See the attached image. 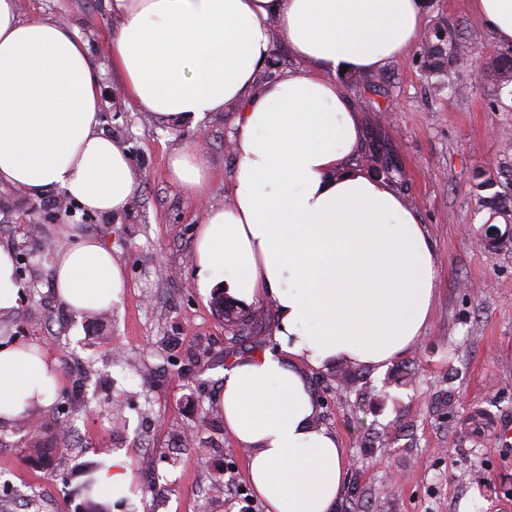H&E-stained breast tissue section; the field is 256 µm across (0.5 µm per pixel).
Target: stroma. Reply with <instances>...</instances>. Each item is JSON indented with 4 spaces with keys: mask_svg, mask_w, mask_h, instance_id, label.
<instances>
[{
    "mask_svg": "<svg viewBox=\"0 0 512 512\" xmlns=\"http://www.w3.org/2000/svg\"><path fill=\"white\" fill-rule=\"evenodd\" d=\"M426 20L464 29L471 54L458 74L465 93H434L417 55L384 66L387 112H361L364 128L381 125L398 149L409 205L424 224L438 261L432 313L422 337L383 371L339 361L307 373L318 423L340 440L347 459L338 512H492L512 506V226L491 249L479 231L474 176L512 161V112L491 109L493 88L477 74L499 45L468 0H429ZM25 17L73 26L101 72V129L121 139L140 176L134 207L120 219L84 209L59 222L41 218L56 197L34 199L0 188V244L27 254L22 300L0 327L55 357L60 391L34 416L54 447L68 418L72 460L49 473L24 458L25 432L0 424V512H95L76 488L98 449L129 461L134 497L110 512H265L255 493L213 494L232 474L248 485L247 449L224 427L217 403L225 368L251 352L253 340L279 344L270 300L237 305L242 325L225 321L223 287L199 288L194 242L211 207L227 204L233 157L231 113L198 122H161L120 99L106 39L119 21L104 0H19ZM201 149L210 163L203 194L174 181V150ZM39 223L31 233V223ZM93 236L112 251L125 288L99 315L63 305L52 284L57 258ZM345 387H337V374Z\"/></svg>",
    "mask_w": 512,
    "mask_h": 512,
    "instance_id": "obj_1",
    "label": "stroma"
}]
</instances>
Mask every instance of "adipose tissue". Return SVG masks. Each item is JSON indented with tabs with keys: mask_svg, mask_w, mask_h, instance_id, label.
<instances>
[{
	"mask_svg": "<svg viewBox=\"0 0 512 512\" xmlns=\"http://www.w3.org/2000/svg\"><path fill=\"white\" fill-rule=\"evenodd\" d=\"M427 0H112L107 42L121 89L166 121L235 113L231 202L210 208L195 245L199 287L240 303L271 299L277 348L224 371V426L247 448L266 512H335L345 451L317 423L303 371L340 359L383 368L422 336L437 258L418 215L360 167L363 131L341 68L379 70L406 57ZM497 41L512 45V0H471ZM302 68L264 79L272 38ZM100 76L65 23L24 17L0 0V184L39 198L63 190L118 216L139 189L126 148L99 128ZM172 175L200 191L208 160L175 151ZM57 295L81 311L109 308L123 272L78 238L53 269ZM46 355L0 346V421L49 406L58 375Z\"/></svg>",
	"mask_w": 512,
	"mask_h": 512,
	"instance_id": "1",
	"label": "adipose tissue"
}]
</instances>
